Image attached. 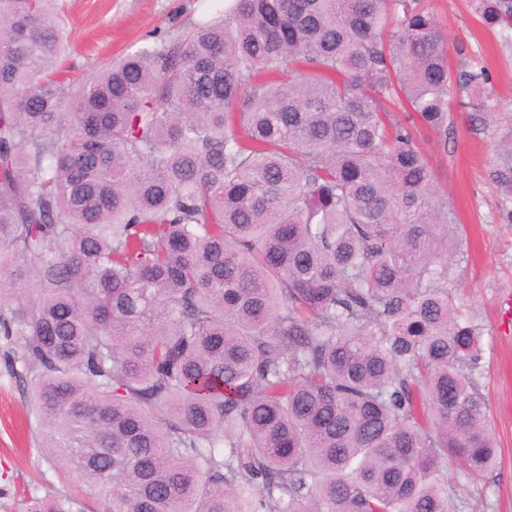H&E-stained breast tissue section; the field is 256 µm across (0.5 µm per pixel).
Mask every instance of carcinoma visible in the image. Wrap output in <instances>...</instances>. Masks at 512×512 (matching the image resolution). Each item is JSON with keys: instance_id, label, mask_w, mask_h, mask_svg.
Segmentation results:
<instances>
[{"instance_id": "carcinoma-1", "label": "carcinoma", "mask_w": 512, "mask_h": 512, "mask_svg": "<svg viewBox=\"0 0 512 512\" xmlns=\"http://www.w3.org/2000/svg\"><path fill=\"white\" fill-rule=\"evenodd\" d=\"M512 34V0H474ZM54 0H0V335L97 512H456L495 463L484 328L420 146L453 105L423 0H224L72 88Z\"/></svg>"}]
</instances>
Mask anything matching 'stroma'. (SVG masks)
<instances>
[{
    "label": "stroma",
    "instance_id": "35a3bbf8",
    "mask_svg": "<svg viewBox=\"0 0 512 512\" xmlns=\"http://www.w3.org/2000/svg\"><path fill=\"white\" fill-rule=\"evenodd\" d=\"M448 33L453 64H480L491 75L494 112L512 119V42L485 26L473 0H425ZM68 40L66 74L84 83L113 58L160 44L192 27L216 0H59ZM442 192L460 223L458 263L452 291L482 322L481 391L490 434L498 448L495 467L479 483L462 467L448 469L460 512H512V224L499 218L500 199L487 177L490 130L468 108H455L447 141L421 142ZM41 425L26 388L16 378L11 346L0 336V512H32L45 498L71 500L73 512H88L77 478L50 460L40 446Z\"/></svg>",
    "mask_w": 512,
    "mask_h": 512
}]
</instances>
